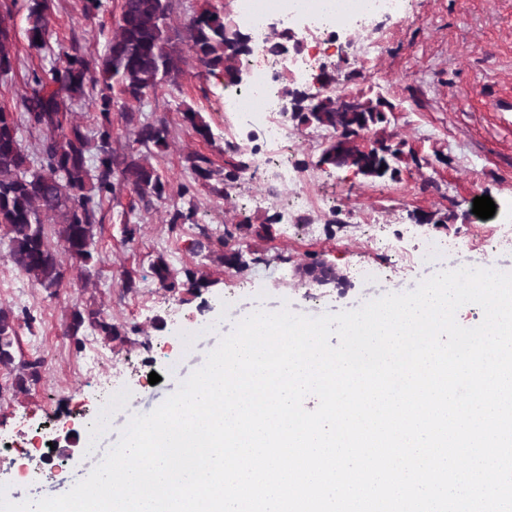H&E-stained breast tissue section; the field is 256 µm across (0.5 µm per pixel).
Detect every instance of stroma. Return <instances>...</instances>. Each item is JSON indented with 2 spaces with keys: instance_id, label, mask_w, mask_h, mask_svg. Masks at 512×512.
<instances>
[{
  "instance_id": "obj_1",
  "label": "stroma",
  "mask_w": 512,
  "mask_h": 512,
  "mask_svg": "<svg viewBox=\"0 0 512 512\" xmlns=\"http://www.w3.org/2000/svg\"><path fill=\"white\" fill-rule=\"evenodd\" d=\"M120 3L102 0L98 17L89 20L82 0H48L52 30L45 45L35 49L27 37L28 0H12L9 25L18 64L0 76V106L21 112L33 74L62 67L72 47L104 52ZM408 13L404 23L381 18L373 24L368 36L380 40V55L359 61L360 77L344 90L390 102L389 132L405 139L423 163L402 165L398 180L374 182L350 169L320 167V149L296 145L295 161L311 179L321 210L313 232L279 223L285 190L274 169L261 174L272 202L259 207L250 202L251 180L235 183L227 200L194 179L189 153L206 155L218 166L250 164L258 136L225 111L222 71L208 73L190 61L178 86L162 87L140 106L144 115L169 125L168 150L149 160L169 181L170 194L148 208L130 193L104 206L88 284L74 279L49 295L14 268L6 241H0V306L34 316L33 322L19 324L15 354L45 361L40 382L25 393L11 390L12 377L0 367V438L11 446L0 452V485L10 501L62 495L105 455L100 446L91 456L81 453V423L94 409L93 388L85 377L91 349L101 351L97 367L123 395L108 426L117 439L132 416L153 411L202 367L246 313L286 307L319 317L414 290L443 271L490 262L496 270L512 272V0H408ZM189 108L210 125V140L184 125L182 114ZM483 195L496 205L488 219L472 212L474 198ZM188 208L195 211L192 223L170 230V213ZM377 209L390 214L383 234L396 252H367L355 239L356 225ZM127 221L139 227L130 243L123 235ZM246 222L271 224L272 232L243 233L239 226ZM225 234L248 261L242 270L222 263L217 239ZM437 239L450 246L435 259L400 265V255ZM160 257L175 273L186 267L201 270L210 287L199 293L159 288L150 266ZM315 259L342 274L344 283L320 287L302 277L300 267ZM126 273L136 279V291L123 290ZM76 305L102 310L123 326L125 340L110 341L88 329L82 348H75L64 328ZM182 320L202 328L186 347L173 336ZM151 370L160 377L153 385L146 377ZM53 418L58 421L57 453L52 464L43 465L29 441ZM23 463L37 469V476L18 478Z\"/></svg>"
}]
</instances>
